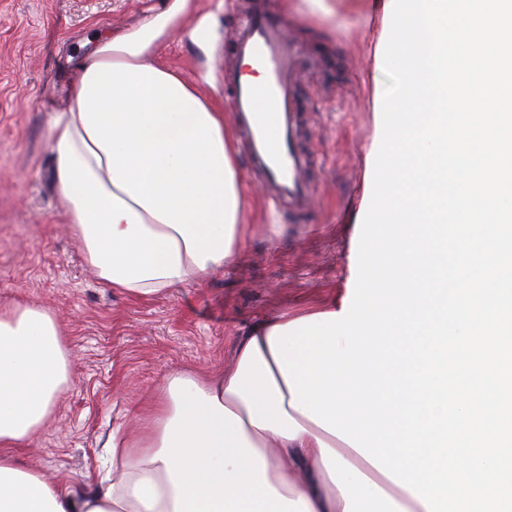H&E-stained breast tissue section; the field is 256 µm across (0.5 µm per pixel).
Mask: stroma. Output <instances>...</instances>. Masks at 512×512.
I'll return each instance as SVG.
<instances>
[{
    "mask_svg": "<svg viewBox=\"0 0 512 512\" xmlns=\"http://www.w3.org/2000/svg\"><path fill=\"white\" fill-rule=\"evenodd\" d=\"M158 2L0 0V301L22 296L53 309L75 378L50 423L17 456L23 468L73 478L88 493L99 483L107 432L167 373L220 371L254 324L353 298L360 216L372 197L363 173L380 133L373 91L385 77L373 69L366 42L381 18L362 2L351 7L338 0L327 14L307 0H274L286 37L301 47L298 92L317 158L309 223L273 206L264 179L242 159L247 241L238 265L146 299L103 287L59 216L43 105L56 98L72 48L92 26L132 25ZM250 2L203 0L218 22L211 56L188 41L163 51L186 79L211 77L225 109V71L238 65L233 32Z\"/></svg>",
    "mask_w": 512,
    "mask_h": 512,
    "instance_id": "obj_1",
    "label": "stroma"
}]
</instances>
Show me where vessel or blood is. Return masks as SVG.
Here are the masks:
<instances>
[{"label":"vessel or blood","instance_id":"vessel-or-blood-1","mask_svg":"<svg viewBox=\"0 0 512 512\" xmlns=\"http://www.w3.org/2000/svg\"><path fill=\"white\" fill-rule=\"evenodd\" d=\"M234 46L237 58L251 60L263 74L257 85L238 77L231 81V106L247 139L248 160L271 186L272 202L288 201L297 218L305 219L317 187L314 154L300 145L304 115L294 73L298 46L285 39L268 0H254Z\"/></svg>","mask_w":512,"mask_h":512}]
</instances>
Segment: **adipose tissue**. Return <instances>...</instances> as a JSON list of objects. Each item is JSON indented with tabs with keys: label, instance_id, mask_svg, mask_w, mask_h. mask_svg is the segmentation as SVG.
Here are the masks:
<instances>
[{
	"label": "adipose tissue",
	"instance_id": "obj_1",
	"mask_svg": "<svg viewBox=\"0 0 512 512\" xmlns=\"http://www.w3.org/2000/svg\"><path fill=\"white\" fill-rule=\"evenodd\" d=\"M210 53L200 0H166L137 25L82 42L49 106L53 189L85 262L109 288L150 298L223 270L247 229L236 151L215 98L161 51ZM263 322L230 367L168 374L104 442L111 478L93 493L20 467L73 382L46 305L0 303V512H428L341 438L291 405Z\"/></svg>",
	"mask_w": 512,
	"mask_h": 512
}]
</instances>
